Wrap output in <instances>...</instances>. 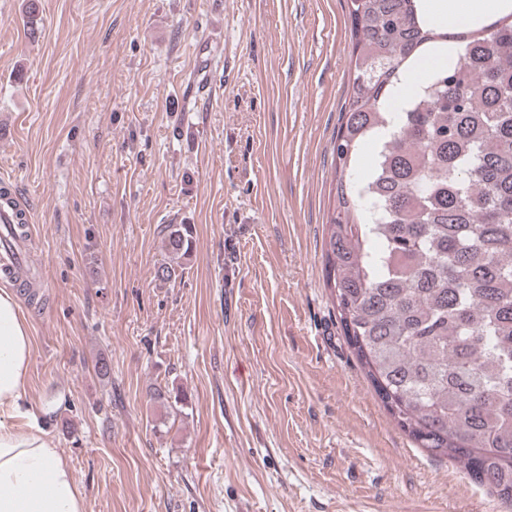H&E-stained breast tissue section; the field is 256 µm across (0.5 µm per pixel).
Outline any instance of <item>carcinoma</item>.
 <instances>
[{
    "label": "carcinoma",
    "mask_w": 512,
    "mask_h": 512,
    "mask_svg": "<svg viewBox=\"0 0 512 512\" xmlns=\"http://www.w3.org/2000/svg\"><path fill=\"white\" fill-rule=\"evenodd\" d=\"M349 2L325 285L396 425L512 512V13L450 38L419 0ZM450 42L402 111L385 110L411 63ZM165 246L180 259L192 237L170 224Z\"/></svg>",
    "instance_id": "1"
}]
</instances>
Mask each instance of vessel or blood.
<instances>
[{"instance_id": "1", "label": "vessel or blood", "mask_w": 512, "mask_h": 512, "mask_svg": "<svg viewBox=\"0 0 512 512\" xmlns=\"http://www.w3.org/2000/svg\"><path fill=\"white\" fill-rule=\"evenodd\" d=\"M6 197L0 200V279L16 281L27 269L31 259V230L17 231L20 195L12 180L0 181Z\"/></svg>"}]
</instances>
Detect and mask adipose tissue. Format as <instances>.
<instances>
[{
  "label": "adipose tissue",
  "instance_id": "adipose-tissue-1",
  "mask_svg": "<svg viewBox=\"0 0 512 512\" xmlns=\"http://www.w3.org/2000/svg\"><path fill=\"white\" fill-rule=\"evenodd\" d=\"M424 17L444 27L512 12V0H422ZM32 355L30 324L16 296L0 289V512H87L73 470L46 434L10 425L19 415Z\"/></svg>",
  "mask_w": 512,
  "mask_h": 512
}]
</instances>
